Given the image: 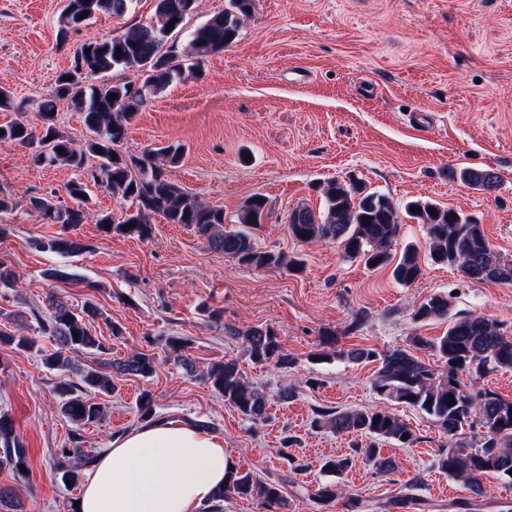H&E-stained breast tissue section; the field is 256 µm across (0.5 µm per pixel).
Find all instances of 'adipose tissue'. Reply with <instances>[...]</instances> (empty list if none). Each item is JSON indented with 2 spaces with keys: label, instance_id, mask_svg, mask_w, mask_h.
I'll list each match as a JSON object with an SVG mask.
<instances>
[{
  "label": "adipose tissue",
  "instance_id": "obj_1",
  "mask_svg": "<svg viewBox=\"0 0 512 512\" xmlns=\"http://www.w3.org/2000/svg\"><path fill=\"white\" fill-rule=\"evenodd\" d=\"M224 445L177 423L115 439L87 472L79 512H196L224 485Z\"/></svg>",
  "mask_w": 512,
  "mask_h": 512
}]
</instances>
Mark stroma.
<instances>
[{
	"instance_id": "obj_1",
	"label": "stroma",
	"mask_w": 512,
	"mask_h": 512,
	"mask_svg": "<svg viewBox=\"0 0 512 512\" xmlns=\"http://www.w3.org/2000/svg\"><path fill=\"white\" fill-rule=\"evenodd\" d=\"M65 0H0V84L9 86L29 122L70 67L76 47L147 23L156 0H136L123 16L100 15L81 30L58 37ZM429 111L422 132L409 114ZM163 143L184 148L167 179L222 208L232 228L244 200L261 194L266 215L255 238L260 248L302 262V269H255L210 247L195 228L152 219L150 239L102 231L95 220L74 234L85 252L61 257L35 241L60 236L29 204L43 196L66 204L73 170L39 167L26 149L0 147V190L15 203L0 221V262L17 278L0 286V328L23 323L38 351L0 345V413L13 419L27 450L28 479L0 470V485L15 486L22 512H76L81 486L54 476L57 451L78 439L99 455L114 439L139 426L137 400L150 392L160 416L208 422L234 467L278 484L289 512H393L390 501L421 478L429 512H455L466 487L434 468L444 432L421 411L391 404L412 428L416 444L388 443L394 470L382 473L356 463L339 475L323 462L364 446L366 437L312 429L317 410L372 408L375 364L318 363L312 356L322 331L337 345L379 352L408 347L412 335H443L451 321L483 316L512 332V284L476 283L453 269L424 263L418 281L405 287L390 269L371 270L347 257L337 243H302L288 232L298 205L323 204L321 185L356 176L368 190L397 205L423 197L472 215L487 237L512 257V0H255L254 16L224 51L206 57L199 75L173 82L139 112L123 150L139 153ZM461 167L491 168L502 186L483 194L454 180ZM68 265L81 283L44 277L49 265ZM433 294L451 299L447 318L416 322L412 306ZM70 305L92 302L102 315L90 324L106 353L82 352L72 371L43 362L52 336L41 333L50 297ZM120 337H113V327ZM275 330L293 360L282 369L253 361L226 327ZM178 336L195 376L177 365L167 340ZM153 355L152 377H115V389L97 395L105 417L79 426L60 412L56 390L79 382L81 372L132 351ZM235 360L245 378L268 399L269 418L255 425L225 405L202 373ZM293 396L282 400L281 392ZM334 484L336 500L315 497Z\"/></svg>"
}]
</instances>
